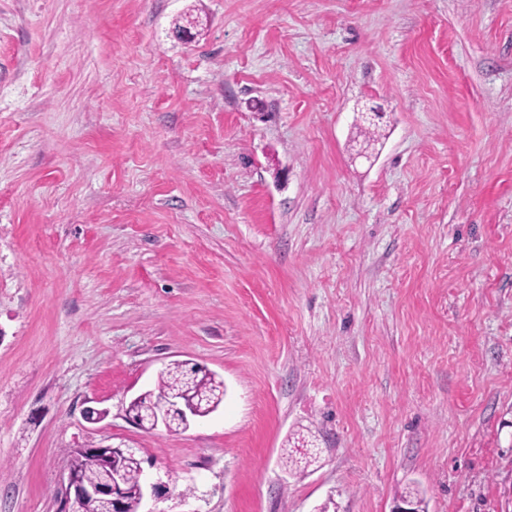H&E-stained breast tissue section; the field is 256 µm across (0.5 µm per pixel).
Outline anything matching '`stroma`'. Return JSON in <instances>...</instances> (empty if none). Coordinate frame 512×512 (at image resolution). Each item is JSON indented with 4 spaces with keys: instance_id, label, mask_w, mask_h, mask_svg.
Segmentation results:
<instances>
[{
    "instance_id": "stroma-1",
    "label": "stroma",
    "mask_w": 512,
    "mask_h": 512,
    "mask_svg": "<svg viewBox=\"0 0 512 512\" xmlns=\"http://www.w3.org/2000/svg\"><path fill=\"white\" fill-rule=\"evenodd\" d=\"M174 361L224 401L142 430ZM119 444L148 512H512V0H0V512ZM294 444H297V446H294L293 450H287L283 454L282 463L290 473L302 475L307 472L310 463L317 462V452L309 435L306 436L299 433L298 437L295 438Z\"/></svg>"
}]
</instances>
